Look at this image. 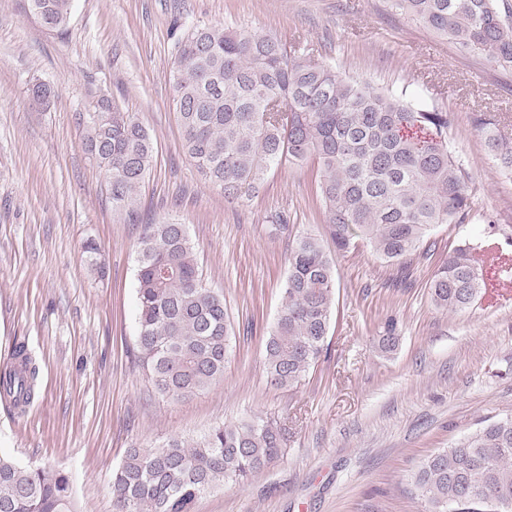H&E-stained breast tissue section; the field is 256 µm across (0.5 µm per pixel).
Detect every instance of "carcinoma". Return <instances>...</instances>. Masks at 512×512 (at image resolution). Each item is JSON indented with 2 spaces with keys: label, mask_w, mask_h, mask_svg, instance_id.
<instances>
[{
  "label": "carcinoma",
  "mask_w": 512,
  "mask_h": 512,
  "mask_svg": "<svg viewBox=\"0 0 512 512\" xmlns=\"http://www.w3.org/2000/svg\"><path fill=\"white\" fill-rule=\"evenodd\" d=\"M462 52L512 69V9L500 0H388ZM49 29L69 22L73 0H29ZM186 156L236 199L259 189L273 168L316 160L325 224L336 250L369 244L403 266L439 224L470 216L465 171L448 142V112L418 92L381 91L345 78L273 35L221 25L192 30L170 71ZM489 154L512 174V141L493 115L477 119ZM84 146L112 169V207L133 213L154 158L149 132L128 112L88 113ZM474 245L456 246L430 282L434 304L456 313L487 287ZM139 358L160 395L178 400L224 377L229 330L224 294L202 286L188 227L141 225L136 273ZM336 267L319 238L295 239L283 304L265 345L267 382L298 386L321 356L335 308ZM38 368L24 345L0 368V401L30 404ZM286 429L258 417L187 441L130 448L112 473L115 512H195L198 500L243 483L280 460ZM425 512H512V414L485 420L432 453L414 478ZM0 512H75L60 469L23 467L0 456Z\"/></svg>",
  "instance_id": "1"
}]
</instances>
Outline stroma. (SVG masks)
<instances>
[{
    "mask_svg": "<svg viewBox=\"0 0 512 512\" xmlns=\"http://www.w3.org/2000/svg\"><path fill=\"white\" fill-rule=\"evenodd\" d=\"M216 24L307 45L342 76L434 98L467 174L469 222L437 226L402 271L360 240L337 252L314 161L225 200L182 150L169 82L180 33ZM37 81L57 90L50 106L33 100ZM102 98L155 142L133 216L113 210L82 144ZM480 112L512 138V70L460 52L386 0H75L61 31L43 27L28 0H0V365L22 344L39 367L25 412L0 404V456L61 468L77 512H112V472L127 448L262 416L286 428L284 457L209 491L196 512H424L411 484L423 461L481 419L512 413V269L501 267L512 261V177L485 147ZM280 211L282 234L270 223ZM167 219L188 225L230 323L223 380L178 401L156 393L136 344L139 228ZM306 233L334 257L336 308L308 375L276 389L265 343L291 243ZM89 238L104 274L82 255ZM464 242L488 282L451 314L429 283ZM390 322L400 340L385 353Z\"/></svg>",
    "mask_w": 512,
    "mask_h": 512,
    "instance_id": "stroma-1",
    "label": "stroma"
}]
</instances>
